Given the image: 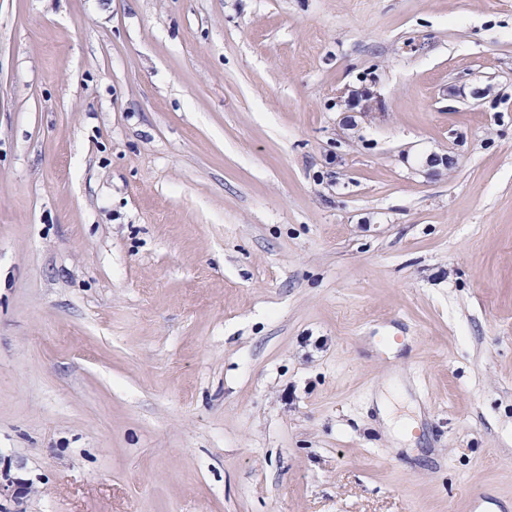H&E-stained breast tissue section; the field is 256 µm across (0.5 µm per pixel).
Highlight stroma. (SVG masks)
<instances>
[{
	"mask_svg": "<svg viewBox=\"0 0 512 512\" xmlns=\"http://www.w3.org/2000/svg\"><path fill=\"white\" fill-rule=\"evenodd\" d=\"M483 490L512 499V0H0V512ZM339 94L340 98H344L347 95L344 102L351 110L360 115L366 116L371 112L380 110V99L367 87L357 90L346 88L340 91Z\"/></svg>",
	"mask_w": 512,
	"mask_h": 512,
	"instance_id": "1",
	"label": "stroma"
}]
</instances>
